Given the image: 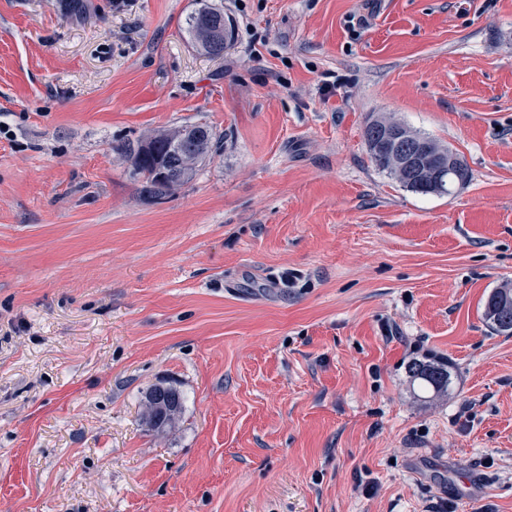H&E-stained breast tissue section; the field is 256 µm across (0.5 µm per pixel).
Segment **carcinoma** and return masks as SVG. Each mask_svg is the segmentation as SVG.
Wrapping results in <instances>:
<instances>
[{"label": "carcinoma", "mask_w": 512, "mask_h": 512, "mask_svg": "<svg viewBox=\"0 0 512 512\" xmlns=\"http://www.w3.org/2000/svg\"><path fill=\"white\" fill-rule=\"evenodd\" d=\"M187 29L194 45L211 55L224 54L227 40L232 36V25L224 19V11L204 3L187 20ZM219 137L207 124H189L152 138L146 144L126 147L125 153L134 172L143 178L142 192L149 199L171 193L193 178L197 167L217 152ZM366 152L374 166L395 178L384 156L385 145L380 143L378 130L368 124L364 131ZM470 171L461 157H456L452 171L439 182L429 179L409 182L397 179L409 191L427 195H444L469 182ZM483 319L498 335L512 336V286L494 289L484 303ZM411 382L425 390L439 393L448 389V365L441 361H413L407 366ZM183 406L181 394L171 388L157 385L145 397L143 418L152 428L160 430L169 425Z\"/></svg>", "instance_id": "obj_1"}]
</instances>
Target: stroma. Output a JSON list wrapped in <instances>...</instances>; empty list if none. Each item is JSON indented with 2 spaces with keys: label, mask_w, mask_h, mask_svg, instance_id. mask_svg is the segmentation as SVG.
<instances>
[{
  "label": "stroma",
  "mask_w": 512,
  "mask_h": 512,
  "mask_svg": "<svg viewBox=\"0 0 512 512\" xmlns=\"http://www.w3.org/2000/svg\"><path fill=\"white\" fill-rule=\"evenodd\" d=\"M199 2L0 0V512H512V0H208L220 57ZM380 115L469 182L377 170ZM194 123L145 200L124 147ZM187 29L194 45L211 56L224 54L226 42L232 36V25L224 19V10L206 3L189 16ZM219 137L207 124H189L155 136L146 144L126 147L134 172L143 178L149 199L171 193L193 178L197 167L218 150ZM483 319L498 335L512 336V286L495 288L484 303ZM407 373L411 382H417L425 390L439 393L448 389V362L415 360L407 366ZM182 406L183 398L177 390L157 385L146 394L143 418L152 428L160 430L174 420Z\"/></svg>",
  "instance_id": "stroma-1"
}]
</instances>
